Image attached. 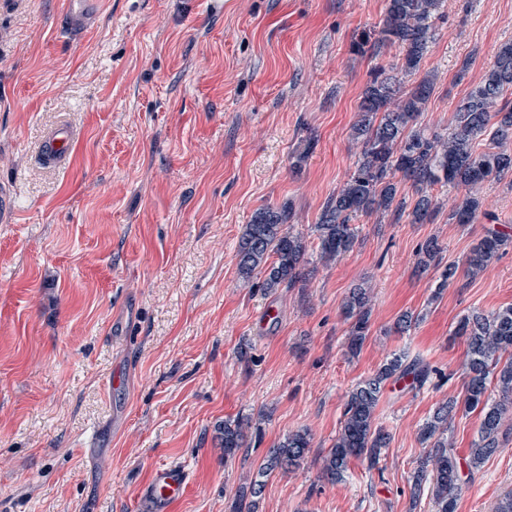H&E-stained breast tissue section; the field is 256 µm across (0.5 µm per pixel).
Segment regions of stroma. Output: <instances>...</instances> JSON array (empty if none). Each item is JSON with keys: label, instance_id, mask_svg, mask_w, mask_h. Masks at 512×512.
Returning a JSON list of instances; mask_svg holds the SVG:
<instances>
[{"label": "stroma", "instance_id": "obj_1", "mask_svg": "<svg viewBox=\"0 0 512 512\" xmlns=\"http://www.w3.org/2000/svg\"><path fill=\"white\" fill-rule=\"evenodd\" d=\"M386 0H98L96 25L66 24L68 0H0V512H146L154 470L184 469L172 512H232L285 434L309 430L302 468L265 479L255 512H437L412 476L422 424L465 396L458 320L512 305V174L487 182L484 218L458 224L459 193L435 188L427 224L362 215L340 260L319 258L325 201L353 170L371 73L398 47L353 53ZM412 85L432 77L420 123L443 129L512 40V0H443ZM70 152L47 160L55 131ZM301 169L291 158L306 139ZM290 204L308 242L303 288L240 284L236 246L252 214ZM506 238L486 272L465 260L489 226ZM435 237L458 273L417 269ZM368 282L369 334L347 352L341 304ZM421 320L403 335L404 312ZM433 369L388 383L376 466L342 481L323 457L347 395L391 353ZM260 417V441L225 459L216 427ZM512 491V435L465 484L455 512H493Z\"/></svg>", "mask_w": 512, "mask_h": 512}]
</instances>
